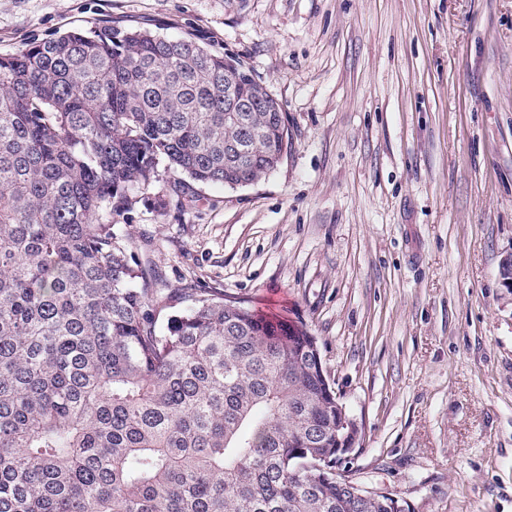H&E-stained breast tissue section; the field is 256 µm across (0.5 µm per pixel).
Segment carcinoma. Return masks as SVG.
Instances as JSON below:
<instances>
[{
  "instance_id": "obj_1",
  "label": "carcinoma",
  "mask_w": 512,
  "mask_h": 512,
  "mask_svg": "<svg viewBox=\"0 0 512 512\" xmlns=\"http://www.w3.org/2000/svg\"><path fill=\"white\" fill-rule=\"evenodd\" d=\"M224 58L95 22L0 55V512H393L336 472L309 334L222 294L161 325L118 223L274 169L286 113L234 110Z\"/></svg>"
}]
</instances>
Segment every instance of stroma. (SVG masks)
Returning <instances> with one entry per match:
<instances>
[{"label": "stroma", "instance_id": "obj_1", "mask_svg": "<svg viewBox=\"0 0 512 512\" xmlns=\"http://www.w3.org/2000/svg\"><path fill=\"white\" fill-rule=\"evenodd\" d=\"M96 20L232 51L283 105L260 181L127 225L163 288L317 340L351 476L409 512H512V0H0V54Z\"/></svg>", "mask_w": 512, "mask_h": 512}]
</instances>
